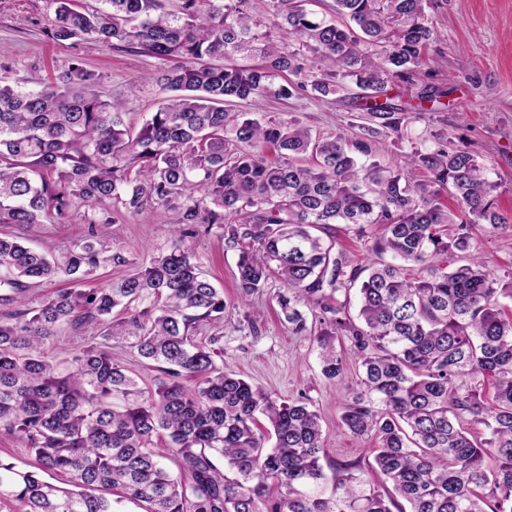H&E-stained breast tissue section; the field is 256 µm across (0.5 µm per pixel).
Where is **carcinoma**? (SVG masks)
Listing matches in <instances>:
<instances>
[{
	"mask_svg": "<svg viewBox=\"0 0 512 512\" xmlns=\"http://www.w3.org/2000/svg\"><path fill=\"white\" fill-rule=\"evenodd\" d=\"M50 2L54 40L135 45L172 65L157 77L166 100L135 134L121 101L102 99L98 76L78 60L39 89L0 85V224H67L79 209L88 224L59 259L0 236V306L12 307L0 315V434L36 459L33 470L0 461V500L23 512H117L124 501L146 512H512V309L503 303L512 269L489 270L472 239L476 224L508 223L486 165L444 148L415 150L393 168L360 164L366 141L236 111L307 89L326 97L349 80L374 100L369 115L399 131L405 109L388 84L412 83L429 65L422 0H334L342 24L304 0H269L262 18L251 0H179L174 10L167 0ZM261 27L284 40L263 39ZM383 41L376 60L361 49ZM309 65L319 76L307 85ZM268 146L280 160L265 159ZM418 169L431 180L416 179ZM447 185L457 213L438 198ZM114 201L131 213L172 210L168 248L142 263L112 252ZM332 224L362 236L381 228L369 247L376 260L353 267L313 233ZM215 228L239 251V301L278 278L288 330L313 336L323 374L342 377L354 362L341 421L373 444L376 480L358 462L340 464L326 491L309 399L258 392L218 364L224 337L195 336L227 307L189 245ZM410 264L426 274L408 273ZM105 265L129 272L110 288L19 301L30 281H80ZM310 315L323 325L315 336ZM88 328L95 335L71 370L44 355L62 331ZM116 344L157 364L154 390L112 356ZM48 472L68 487L44 481Z\"/></svg>",
	"mask_w": 512,
	"mask_h": 512,
	"instance_id": "obj_1",
	"label": "carcinoma"
}]
</instances>
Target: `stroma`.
<instances>
[{
    "instance_id": "1",
    "label": "stroma",
    "mask_w": 512,
    "mask_h": 512,
    "mask_svg": "<svg viewBox=\"0 0 512 512\" xmlns=\"http://www.w3.org/2000/svg\"><path fill=\"white\" fill-rule=\"evenodd\" d=\"M53 18L50 0H0V76L38 88L81 60L99 74L102 99H122L127 124L139 130L163 97L156 83L162 61L131 46L56 42L48 35ZM423 19L435 32L426 49L430 65L413 84L393 87L407 114L399 132L384 128L369 138L371 158L391 167L412 150L430 151L442 144L468 149L486 163L499 210L510 222L492 233L479 225L474 234L488 268L499 273L512 267V0H423ZM427 85L445 91L444 110H417L418 95ZM365 102L363 91L347 83L325 98L304 92L287 100L243 102L239 108L259 118L296 122L315 135L355 140L366 136ZM111 215L112 246L128 258L149 260L170 242L171 213L165 208L149 205L130 213L118 205ZM86 230L78 213L70 223L34 224L22 234L31 245H47L61 254ZM191 248L227 303L223 326L200 327L198 339L223 336L225 368L261 392L286 401L311 400L322 416L325 470L367 462L369 441L353 439L341 424L356 386L354 369L333 379L323 375L316 345L288 330L277 302L284 290L278 279H270L248 305L238 303L237 252L219 232L197 238Z\"/></svg>"
}]
</instances>
